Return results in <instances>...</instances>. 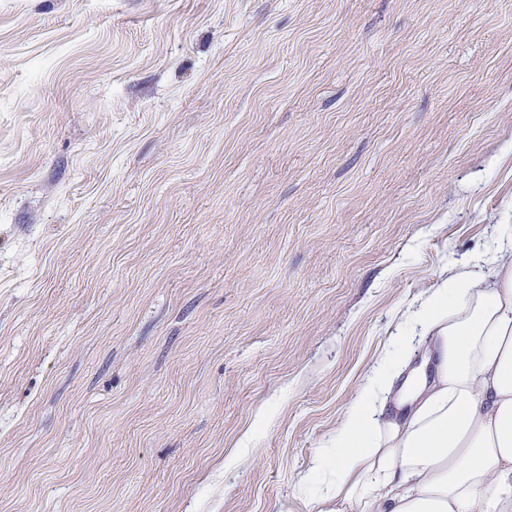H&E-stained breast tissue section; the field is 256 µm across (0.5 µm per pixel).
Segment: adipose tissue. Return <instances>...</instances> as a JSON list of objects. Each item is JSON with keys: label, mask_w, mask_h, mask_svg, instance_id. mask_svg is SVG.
Segmentation results:
<instances>
[{"label": "adipose tissue", "mask_w": 512, "mask_h": 512, "mask_svg": "<svg viewBox=\"0 0 512 512\" xmlns=\"http://www.w3.org/2000/svg\"><path fill=\"white\" fill-rule=\"evenodd\" d=\"M409 311L302 482L306 512H512V224Z\"/></svg>", "instance_id": "ef3b65f1"}]
</instances>
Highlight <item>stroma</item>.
Segmentation results:
<instances>
[{
    "label": "stroma",
    "mask_w": 512,
    "mask_h": 512,
    "mask_svg": "<svg viewBox=\"0 0 512 512\" xmlns=\"http://www.w3.org/2000/svg\"><path fill=\"white\" fill-rule=\"evenodd\" d=\"M497 224L512 0H0V512H305Z\"/></svg>",
    "instance_id": "obj_1"
}]
</instances>
